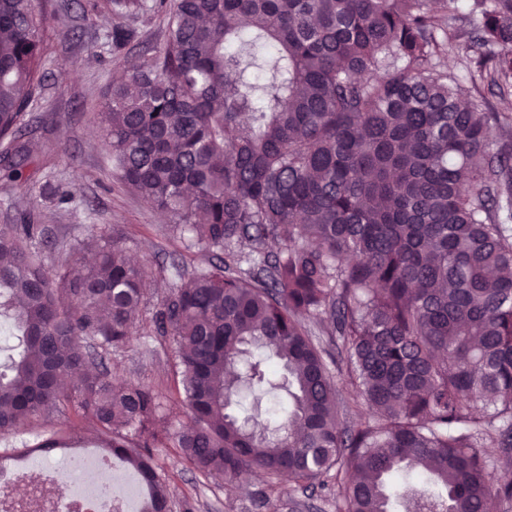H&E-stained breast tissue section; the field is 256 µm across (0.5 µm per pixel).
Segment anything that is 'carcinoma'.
Returning <instances> with one entry per match:
<instances>
[{
	"label": "carcinoma",
	"instance_id": "carcinoma-1",
	"mask_svg": "<svg viewBox=\"0 0 512 512\" xmlns=\"http://www.w3.org/2000/svg\"><path fill=\"white\" fill-rule=\"evenodd\" d=\"M163 16V41L101 107L123 183L167 211L187 249L153 319L171 335L190 424L114 385L97 349L125 347L145 269L88 227L52 270L42 224L0 228V317L19 352L0 373V435L61 404L168 512L156 449L231 485L252 469L336 481L347 512H485L512 502V114L458 102L441 59L463 51L512 87V0H105ZM35 0H0L3 178L24 179L21 132L40 82ZM500 132L489 149L487 131ZM276 241L279 251H266ZM250 246L243 254L241 244ZM326 316L375 409L339 424ZM283 392L275 431L229 412L241 386ZM505 471L488 479L486 442ZM60 429L37 448H68Z\"/></svg>",
	"mask_w": 512,
	"mask_h": 512
}]
</instances>
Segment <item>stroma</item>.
Listing matches in <instances>:
<instances>
[{
    "mask_svg": "<svg viewBox=\"0 0 512 512\" xmlns=\"http://www.w3.org/2000/svg\"><path fill=\"white\" fill-rule=\"evenodd\" d=\"M37 8L44 17L45 80L28 107L31 121L22 136L31 150L25 168L28 180L0 178V228L34 213L48 230L44 258L50 262L76 245L86 225L95 224L144 263L147 284L136 326L127 346L105 354L103 370L109 378L156 393L160 426L173 434L187 422L177 393L179 373L172 340L155 331L152 317L177 281L180 267L205 266L212 257L202 250H187L182 236L173 232L170 218L120 181L99 118L112 81L162 41L163 19L154 14L120 19L104 8L102 0H38ZM117 26L134 33L118 53L109 39ZM446 67L457 76L466 99H481L492 111L512 113V94L503 97L487 83L471 81L469 63L457 52H449ZM55 192L64 194L65 202L51 201ZM332 355L329 370L341 408L340 424L352 427L368 411L356 403L342 345H335ZM69 425L81 438L75 454L96 452L94 430L63 407L18 432L0 435V467L24 466L26 448L45 432ZM157 458L169 485L171 512H346L335 491L315 483L299 486L284 477L262 474L245 487L230 490L223 479L190 468L176 448L158 449Z\"/></svg>",
    "mask_w": 512,
    "mask_h": 512,
    "instance_id": "35a3bbf8",
    "label": "stroma"
}]
</instances>
